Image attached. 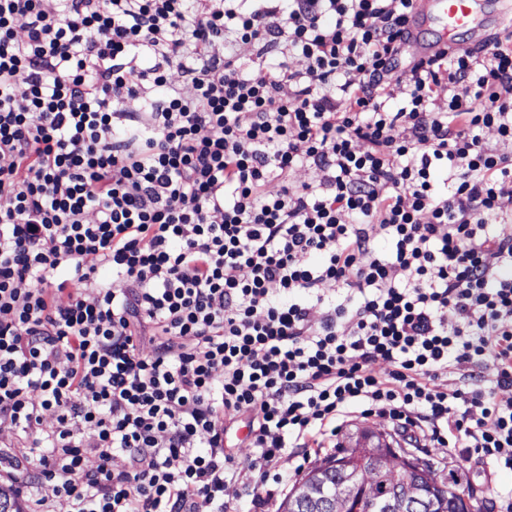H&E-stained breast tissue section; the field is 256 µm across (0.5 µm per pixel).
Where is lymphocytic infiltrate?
<instances>
[{"instance_id": "lymphocytic-infiltrate-1", "label": "lymphocytic infiltrate", "mask_w": 512, "mask_h": 512, "mask_svg": "<svg viewBox=\"0 0 512 512\" xmlns=\"http://www.w3.org/2000/svg\"><path fill=\"white\" fill-rule=\"evenodd\" d=\"M414 2L0 0V482L29 512L48 479L69 512H226L228 482L265 512L353 418L512 470V23L412 63Z\"/></svg>"}]
</instances>
